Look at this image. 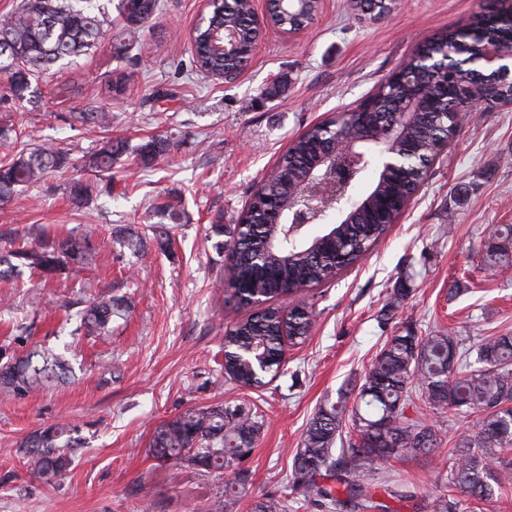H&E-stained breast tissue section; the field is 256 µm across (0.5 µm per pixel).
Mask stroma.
<instances>
[{
	"instance_id": "35a3bbf8",
	"label": "stroma",
	"mask_w": 512,
	"mask_h": 512,
	"mask_svg": "<svg viewBox=\"0 0 512 512\" xmlns=\"http://www.w3.org/2000/svg\"><path fill=\"white\" fill-rule=\"evenodd\" d=\"M483 0H398L372 18L352 0H323L315 19L290 37L266 28L247 68L232 81L190 70V35L207 0H160L150 28L128 37L118 14L97 49L40 73L35 97L0 103L12 133L0 161L23 148L55 144L80 158L108 137L131 151L112 168V190L83 207L68 187L85 179L69 166L0 206V247L16 238L92 232L95 265L50 281L0 280V363L34 347H53L74 372L49 390L0 394V512H209L221 484L195 469L168 468L149 445L155 429L190 408L218 403L257 410L263 426L243 466L248 497L272 495L299 512L286 476L306 425L337 390L359 382L387 337L451 330L465 339L512 333V267L490 272L480 249L493 228L512 225V105L468 112L447 153L429 167L406 213L354 266L297 296L316 316L309 340L287 346L285 365L249 389L221 369L224 332L250 310L231 299L225 256L212 224H236L289 141L332 114L359 106L407 63L416 46L469 24ZM134 39L133 59L113 47ZM133 79L113 91L109 68ZM109 115L85 126L75 113ZM177 142L151 164L134 149L157 136ZM182 200L167 252L142 257L120 249L112 229L159 223L155 207ZM411 294L394 316L381 310L399 283ZM124 298L127 311L102 336L75 334V315L92 298ZM447 443L427 459L378 466L414 503L394 512H431L448 473V454L475 417L426 414ZM68 423L81 448L47 484L26 466L22 441L38 428Z\"/></svg>"
}]
</instances>
